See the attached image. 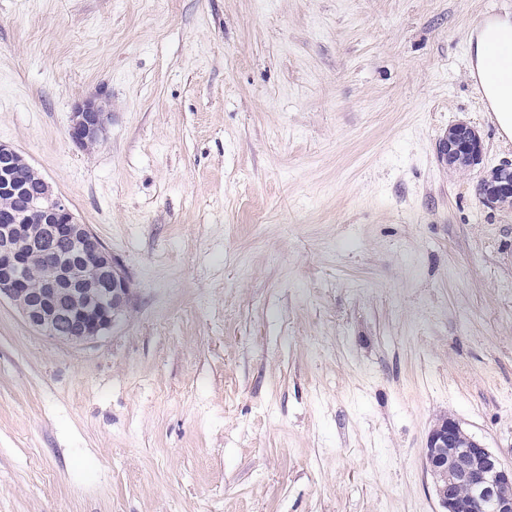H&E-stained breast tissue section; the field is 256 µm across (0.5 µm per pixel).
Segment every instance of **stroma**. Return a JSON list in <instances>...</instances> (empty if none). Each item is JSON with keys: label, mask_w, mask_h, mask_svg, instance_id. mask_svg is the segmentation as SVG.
I'll return each mask as SVG.
<instances>
[{"label": "stroma", "mask_w": 512, "mask_h": 512, "mask_svg": "<svg viewBox=\"0 0 512 512\" xmlns=\"http://www.w3.org/2000/svg\"><path fill=\"white\" fill-rule=\"evenodd\" d=\"M512 0H0V142L119 257L74 345L0 302V512H437L441 416L512 464V162L469 74ZM106 94L98 145L71 112ZM484 146L475 127L467 123H457L448 128V134L439 139L438 153L448 165L457 162L479 165L482 160ZM483 192L479 202L487 208L502 205V200L512 203V163L500 165L480 176Z\"/></svg>", "instance_id": "35a3bbf8"}]
</instances>
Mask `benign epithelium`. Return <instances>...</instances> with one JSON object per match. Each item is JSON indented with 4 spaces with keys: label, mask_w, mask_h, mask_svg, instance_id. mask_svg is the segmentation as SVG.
Instances as JSON below:
<instances>
[{
    "label": "benign epithelium",
    "mask_w": 512,
    "mask_h": 512,
    "mask_svg": "<svg viewBox=\"0 0 512 512\" xmlns=\"http://www.w3.org/2000/svg\"><path fill=\"white\" fill-rule=\"evenodd\" d=\"M112 122L102 98L85 99L71 112L68 135L79 148L98 144ZM484 146L475 127L457 123L439 139L448 165L481 163ZM31 165L12 146L0 143V196L26 190ZM479 202L495 208L512 203V163L480 176ZM47 266L51 274L33 284L28 272ZM132 277L124 263L47 181L28 198L25 211L0 205V300L7 299L36 332L81 343L109 330L126 310ZM439 512H512V467L460 423L446 417L430 430L424 448ZM463 486L467 495L454 489Z\"/></svg>",
    "instance_id": "7a95c632"
}]
</instances>
